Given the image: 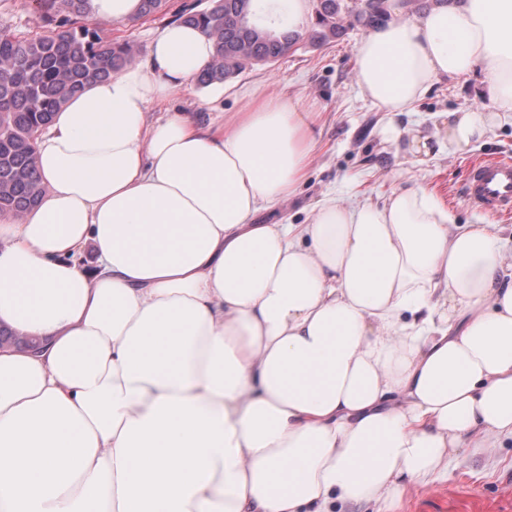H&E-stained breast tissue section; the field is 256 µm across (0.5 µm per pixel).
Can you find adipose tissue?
<instances>
[{"instance_id":"adipose-tissue-1","label":"adipose tissue","mask_w":512,"mask_h":512,"mask_svg":"<svg viewBox=\"0 0 512 512\" xmlns=\"http://www.w3.org/2000/svg\"><path fill=\"white\" fill-rule=\"evenodd\" d=\"M311 6L252 0L251 19ZM388 10L356 47L365 98L396 115L483 72L494 108L449 113L459 150L512 112V0ZM215 55L171 22L36 138L44 191L0 216V325L35 343L0 348V512H344L512 439L498 226L420 184L257 223L305 181L317 114L267 91L219 123L149 121Z\"/></svg>"}]
</instances>
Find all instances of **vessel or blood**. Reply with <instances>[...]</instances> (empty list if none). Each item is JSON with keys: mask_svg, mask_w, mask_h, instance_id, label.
<instances>
[{"mask_svg": "<svg viewBox=\"0 0 512 512\" xmlns=\"http://www.w3.org/2000/svg\"><path fill=\"white\" fill-rule=\"evenodd\" d=\"M464 194L477 210L512 213V161H480L472 165Z\"/></svg>", "mask_w": 512, "mask_h": 512, "instance_id": "obj_1", "label": "vessel or blood"}]
</instances>
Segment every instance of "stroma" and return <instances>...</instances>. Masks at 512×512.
I'll return each mask as SVG.
<instances>
[{"label": "stroma", "instance_id": "obj_1", "mask_svg": "<svg viewBox=\"0 0 512 512\" xmlns=\"http://www.w3.org/2000/svg\"><path fill=\"white\" fill-rule=\"evenodd\" d=\"M1 29L41 33L33 0H0ZM366 33L352 22L341 39L302 42L276 62L246 66L225 82L223 97L212 104V111L229 114L240 111L251 96L278 90L303 98L320 114L319 149L305 183L295 199L262 211L258 223H304L327 192L380 203L397 186L419 182L435 192L457 223L500 225L509 242L505 269L512 273V215L478 211L462 193L473 162L512 160V115L502 114L493 130L465 152L449 144L448 113L493 107L483 77L476 73L440 80L411 111L388 116L361 95L356 81V46ZM390 120L401 131L400 140L385 139L383 128ZM410 136L425 139L429 155L406 152L404 140ZM351 512H512V440L461 453L439 480L412 488L394 503L363 502Z\"/></svg>", "mask_w": 512, "mask_h": 512}]
</instances>
